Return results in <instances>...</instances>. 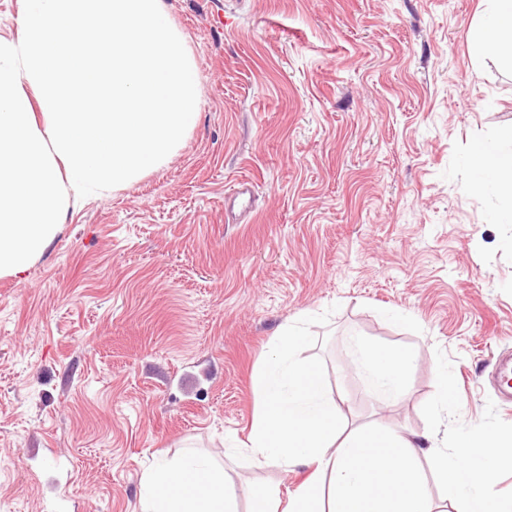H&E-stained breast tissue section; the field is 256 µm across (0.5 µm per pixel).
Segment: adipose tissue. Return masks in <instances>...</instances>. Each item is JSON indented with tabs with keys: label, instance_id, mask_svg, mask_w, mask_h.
<instances>
[{
	"label": "adipose tissue",
	"instance_id": "adipose-tissue-1",
	"mask_svg": "<svg viewBox=\"0 0 512 512\" xmlns=\"http://www.w3.org/2000/svg\"><path fill=\"white\" fill-rule=\"evenodd\" d=\"M471 39L484 56L512 65V0H486ZM465 166L467 191L498 196L497 221L512 224V146L477 144ZM304 340L296 325L271 336L272 353L256 376L257 405L245 450L261 465L304 464L314 471L286 500L278 489H259L253 512H434L433 481L464 495L468 512H512V499L499 497L492 484L500 469L512 467V438L472 433L451 455L430 433L351 427L320 373L301 359ZM360 350L367 394L385 405L404 400L414 355L371 339ZM425 458L434 464L429 479L421 468ZM139 512H237V494L211 457L188 450L145 474Z\"/></svg>",
	"mask_w": 512,
	"mask_h": 512
}]
</instances>
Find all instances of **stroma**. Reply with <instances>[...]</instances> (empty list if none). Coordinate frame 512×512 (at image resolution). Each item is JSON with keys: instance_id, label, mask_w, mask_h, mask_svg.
<instances>
[{"instance_id": "1", "label": "stroma", "mask_w": 512, "mask_h": 512, "mask_svg": "<svg viewBox=\"0 0 512 512\" xmlns=\"http://www.w3.org/2000/svg\"><path fill=\"white\" fill-rule=\"evenodd\" d=\"M198 71L199 120L162 166L84 197L23 280L0 278V512H136L185 448L249 512L311 470L235 444L269 340L301 356L352 426L512 433L492 386L512 352V224L464 160L512 131V67L478 55L482 0H164ZM257 186L243 223L224 195ZM416 356L383 408L356 352ZM454 391L434 407L438 370Z\"/></svg>"}]
</instances>
